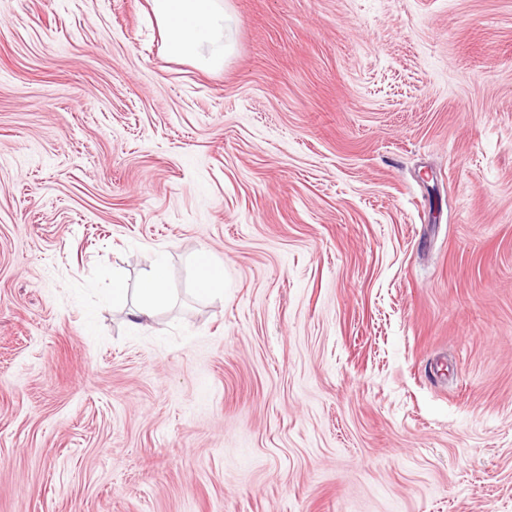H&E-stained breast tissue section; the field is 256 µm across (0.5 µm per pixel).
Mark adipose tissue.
<instances>
[{
  "label": "adipose tissue",
  "instance_id": "obj_1",
  "mask_svg": "<svg viewBox=\"0 0 512 512\" xmlns=\"http://www.w3.org/2000/svg\"><path fill=\"white\" fill-rule=\"evenodd\" d=\"M169 56L207 72L223 70L232 48L225 0H149Z\"/></svg>",
  "mask_w": 512,
  "mask_h": 512
}]
</instances>
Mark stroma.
Returning a JSON list of instances; mask_svg holds the SVG:
<instances>
[{
	"mask_svg": "<svg viewBox=\"0 0 512 512\" xmlns=\"http://www.w3.org/2000/svg\"><path fill=\"white\" fill-rule=\"evenodd\" d=\"M227 4L0 0V512H512V0ZM169 56L217 73L232 48V16L223 0H150ZM168 300V289L165 281L156 275L143 288L141 303L136 309L129 312L131 322L141 324L142 319L151 318L156 310L162 307Z\"/></svg>",
	"mask_w": 512,
	"mask_h": 512,
	"instance_id": "obj_1",
	"label": "stroma"
}]
</instances>
